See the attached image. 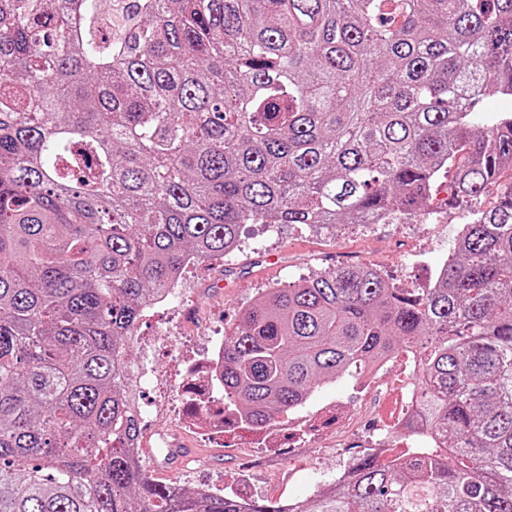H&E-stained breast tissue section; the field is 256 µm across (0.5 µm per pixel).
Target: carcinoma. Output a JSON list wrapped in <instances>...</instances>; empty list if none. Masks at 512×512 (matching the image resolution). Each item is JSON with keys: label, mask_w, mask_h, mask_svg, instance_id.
Here are the masks:
<instances>
[{"label": "carcinoma", "mask_w": 512, "mask_h": 512, "mask_svg": "<svg viewBox=\"0 0 512 512\" xmlns=\"http://www.w3.org/2000/svg\"><path fill=\"white\" fill-rule=\"evenodd\" d=\"M512 0H0V512H512ZM468 213L435 287L366 263L271 289L215 370L229 429L419 358L415 426L311 497L172 492L133 462L128 339L244 224Z\"/></svg>", "instance_id": "cac0c4a2"}]
</instances>
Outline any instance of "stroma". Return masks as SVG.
I'll return each mask as SVG.
<instances>
[{"label":"stroma","mask_w":512,"mask_h":512,"mask_svg":"<svg viewBox=\"0 0 512 512\" xmlns=\"http://www.w3.org/2000/svg\"><path fill=\"white\" fill-rule=\"evenodd\" d=\"M462 227L460 210L438 207L430 218L414 216L398 224H250L240 248L223 262L189 267L178 304L142 317L132 338L128 363L132 370L168 374L180 389L185 362L199 358L209 339L234 327L241 308L260 301L268 289L340 265H374L398 288H431L434 272L449 256ZM402 365L393 366L374 386L359 388L354 378L320 384L308 401L288 418V443L267 450L252 433L232 438L181 427L183 404L161 402L143 386L141 412L144 467L154 480L192 490L200 484L244 486L254 498L289 500L308 497L307 476L328 481L346 469L358 452L387 442L390 454L414 447L415 437L385 425L400 403ZM190 446L187 463L170 471L167 448Z\"/></svg>","instance_id":"stroma-1"}]
</instances>
